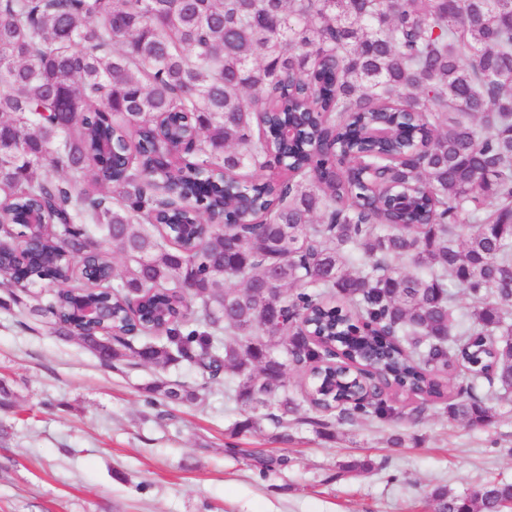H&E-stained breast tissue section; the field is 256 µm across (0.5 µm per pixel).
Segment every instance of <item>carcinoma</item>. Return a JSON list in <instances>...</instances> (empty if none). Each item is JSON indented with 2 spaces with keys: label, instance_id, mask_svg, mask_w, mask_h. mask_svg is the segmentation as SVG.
I'll use <instances>...</instances> for the list:
<instances>
[{
  "label": "carcinoma",
  "instance_id": "obj_1",
  "mask_svg": "<svg viewBox=\"0 0 512 512\" xmlns=\"http://www.w3.org/2000/svg\"><path fill=\"white\" fill-rule=\"evenodd\" d=\"M0 209L39 242L1 286L57 283L31 313L103 361L224 375L235 433L304 404L486 427L512 399V0H0ZM427 499L499 512L512 483Z\"/></svg>",
  "mask_w": 512,
  "mask_h": 512
}]
</instances>
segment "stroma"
I'll list each match as a JSON object with an SVG mask.
<instances>
[{
    "label": "stroma",
    "mask_w": 512,
    "mask_h": 512,
    "mask_svg": "<svg viewBox=\"0 0 512 512\" xmlns=\"http://www.w3.org/2000/svg\"><path fill=\"white\" fill-rule=\"evenodd\" d=\"M32 303L0 288V380L13 393L0 408V512H430L433 486L512 482V402L495 404L483 428L436 404L415 424L338 420L326 437L305 406L289 414L288 439L267 420L235 435L242 411L223 378L186 363H101ZM161 378L205 384L202 402L149 401ZM399 432L403 447H391ZM256 453L285 464L260 476ZM360 457L371 472L339 475V462Z\"/></svg>",
    "instance_id": "1"
}]
</instances>
